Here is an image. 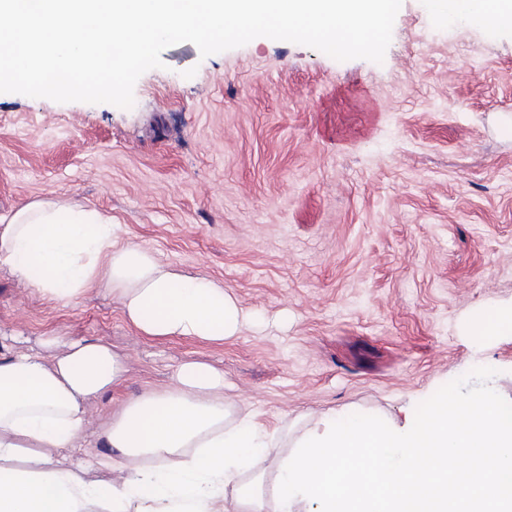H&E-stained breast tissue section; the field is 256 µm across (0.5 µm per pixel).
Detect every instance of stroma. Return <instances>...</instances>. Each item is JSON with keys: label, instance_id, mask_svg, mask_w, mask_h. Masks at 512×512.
I'll list each match as a JSON object with an SVG mask.
<instances>
[{"label": "stroma", "instance_id": "obj_1", "mask_svg": "<svg viewBox=\"0 0 512 512\" xmlns=\"http://www.w3.org/2000/svg\"><path fill=\"white\" fill-rule=\"evenodd\" d=\"M161 58L129 109L0 93V216L77 200L253 319L221 342L150 337L110 295L63 305L1 267L0 336L124 361L85 442L190 361L284 447L325 414L376 430L488 385L512 403V332H482L488 304L512 303V20L403 0L379 64L267 37Z\"/></svg>", "mask_w": 512, "mask_h": 512}]
</instances>
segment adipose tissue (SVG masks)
I'll return each instance as SVG.
<instances>
[{"instance_id":"1","label":"adipose tissue","mask_w":512,"mask_h":512,"mask_svg":"<svg viewBox=\"0 0 512 512\" xmlns=\"http://www.w3.org/2000/svg\"><path fill=\"white\" fill-rule=\"evenodd\" d=\"M431 2L473 27L512 19V0ZM120 234L82 204L33 201L0 225V267L54 301L103 290L147 336L220 342L245 330L223 285L119 244ZM123 375L98 341L65 342L50 362L34 347L0 354V512H512L501 482L512 474V420L487 391L389 430L325 417L267 460L268 433L235 417L223 374L187 362L170 387L113 412L106 451L55 459L53 450L80 447L87 402ZM457 455L465 468L449 469ZM92 469L107 480L92 484Z\"/></svg>"}]
</instances>
